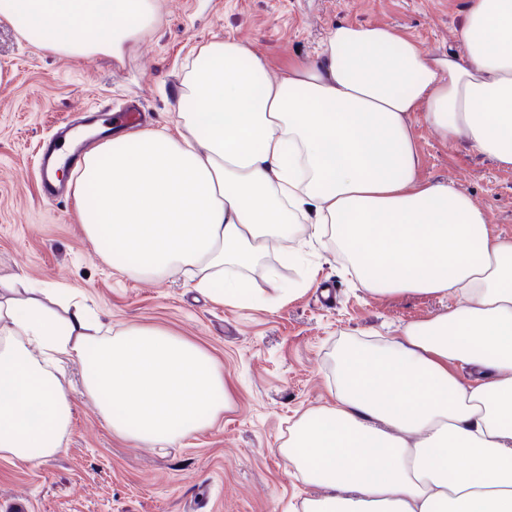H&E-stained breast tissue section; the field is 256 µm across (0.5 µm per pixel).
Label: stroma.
Returning a JSON list of instances; mask_svg holds the SVG:
<instances>
[{"mask_svg":"<svg viewBox=\"0 0 512 512\" xmlns=\"http://www.w3.org/2000/svg\"><path fill=\"white\" fill-rule=\"evenodd\" d=\"M158 23L122 59H70L24 41L0 23V286L78 289L113 330L158 327L221 362L228 402L212 427L175 446L117 436L67 367L72 415L63 452L19 462L0 457V504L22 495L33 512H302L326 494L279 454L300 416L326 403L339 351L356 341L388 342L412 322L443 312L436 297L379 296L327 261L315 269L281 265L288 243L265 258L279 280L304 288L271 308L232 306L192 288L180 274L145 280L97 256L75 219L74 199L43 198L37 145L86 111L119 112L139 103L150 129H173L186 67L201 45L232 38L262 55L271 77L295 60L316 59L339 22L386 25L429 54L459 50L466 0H158ZM421 176L462 187L488 213L491 229L512 236V169L461 143L443 142L414 117Z\"/></svg>","mask_w":512,"mask_h":512,"instance_id":"obj_1","label":"stroma"}]
</instances>
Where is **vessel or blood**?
Here are the masks:
<instances>
[{
    "label": "vessel or blood",
    "instance_id": "vessel-or-blood-1",
    "mask_svg": "<svg viewBox=\"0 0 512 512\" xmlns=\"http://www.w3.org/2000/svg\"><path fill=\"white\" fill-rule=\"evenodd\" d=\"M76 129L64 126L44 145L40 157L42 192L46 200L55 201L68 192L62 171L73 170L83 154V145L75 136Z\"/></svg>",
    "mask_w": 512,
    "mask_h": 512
}]
</instances>
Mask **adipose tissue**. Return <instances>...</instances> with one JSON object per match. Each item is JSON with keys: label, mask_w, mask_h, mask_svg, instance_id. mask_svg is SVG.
<instances>
[{"label": "adipose tissue", "mask_w": 512, "mask_h": 512, "mask_svg": "<svg viewBox=\"0 0 512 512\" xmlns=\"http://www.w3.org/2000/svg\"><path fill=\"white\" fill-rule=\"evenodd\" d=\"M159 20L156 0H0V22L74 58H121ZM461 51L430 56L397 29L339 23L316 61L271 79L234 39L202 45L177 131L120 133L85 153L76 217L97 254L134 276L191 271L215 300L270 305L248 274L292 223L333 235L366 291L460 296L385 347L346 353L333 403L281 452L330 492L304 512H512V237L462 189L422 182L413 116L512 169V0H469ZM79 364L117 435L174 445L228 399L224 369L173 333L112 331L77 291H0V456L46 460ZM474 370L468 383L457 372Z\"/></svg>", "instance_id": "obj_1"}]
</instances>
